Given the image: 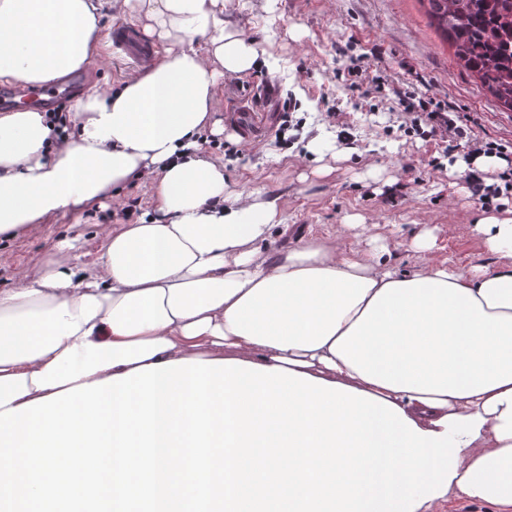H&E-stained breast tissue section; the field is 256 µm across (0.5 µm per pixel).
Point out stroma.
Listing matches in <instances>:
<instances>
[{
    "instance_id": "stroma-1",
    "label": "stroma",
    "mask_w": 512,
    "mask_h": 512,
    "mask_svg": "<svg viewBox=\"0 0 512 512\" xmlns=\"http://www.w3.org/2000/svg\"><path fill=\"white\" fill-rule=\"evenodd\" d=\"M426 10L421 0H229L225 19L265 49L268 63L220 81L213 116L225 121V133H202L199 146L223 164L230 189L278 197L289 229L274 247L341 229L354 246L380 240L402 273L417 271L426 255L464 270L497 267L475 226L485 211L470 201L464 175L472 140L512 145V112L462 69ZM114 24L102 21L103 48L85 72L86 86L118 83L141 63L134 46L111 41ZM266 82L277 90L270 104L251 96ZM399 90L459 113L470 138L449 152L441 141L406 132ZM245 102L267 115L248 136L227 121ZM304 137L319 138L320 153L305 152ZM122 196L1 242L0 288L33 278V257L62 239H78L96 258L102 225L122 223L126 199L139 198L145 210L152 205L151 187L136 180ZM424 235L432 243L427 254L415 245Z\"/></svg>"
}]
</instances>
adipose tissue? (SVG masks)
<instances>
[{"label":"adipose tissue","mask_w":512,"mask_h":512,"mask_svg":"<svg viewBox=\"0 0 512 512\" xmlns=\"http://www.w3.org/2000/svg\"><path fill=\"white\" fill-rule=\"evenodd\" d=\"M144 15L182 39L119 86L74 94L63 134L33 108L0 113V241L149 183L155 205L107 225L88 263L59 242L34 278L0 289V412L144 365L251 362L367 392L423 431L480 415L447 494L512 512V209L476 222L497 269L426 261L399 274L342 236L266 252L279 200L229 189L198 153L219 77L260 62L224 0H0V84L41 87L98 59L104 17Z\"/></svg>","instance_id":"1"}]
</instances>
